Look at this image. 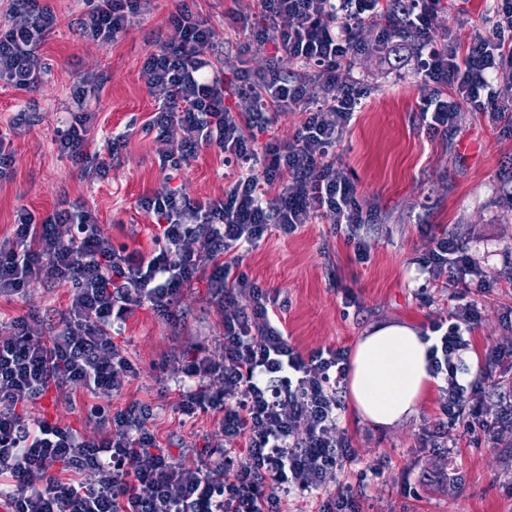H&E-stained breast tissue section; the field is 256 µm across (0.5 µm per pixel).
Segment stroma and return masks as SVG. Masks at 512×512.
<instances>
[{"label":"stroma","instance_id":"1","mask_svg":"<svg viewBox=\"0 0 512 512\" xmlns=\"http://www.w3.org/2000/svg\"><path fill=\"white\" fill-rule=\"evenodd\" d=\"M58 25L42 48L50 70L40 87L21 92L0 81V130L19 112L36 113L34 124L11 137L14 172L0 181V239L11 236L15 213L24 206L35 214L51 213L59 198L81 202L96 212L102 230L120 242L146 241L154 219L137 208V200L158 187L164 177L159 154L164 145L154 134L135 129L118 157H109L107 142L122 132L130 119L145 121L154 110L140 71L170 31L168 17L174 0H155L150 16L133 25L115 43L102 46L80 37L74 21L84 11L82 0H50ZM498 0H453L432 27L435 40H468L491 27ZM365 48L352 62L364 93L362 107L336 145V158L357 178L359 199L372 215L370 254L355 260L343 234L313 221L296 233L271 236L250 251L242 271L265 289L279 293L286 307L280 320L290 342L301 351L354 348L372 326L407 322L428 328L431 318L447 315L453 303L446 289L433 290L432 307L415 296L420 284L416 262L424 254L427 225L448 226L465 241L482 267L498 273L501 282L486 290H471L481 319L472 337L477 351L512 341V202L500 191V181L512 177V122H490L484 113L463 108L458 128L429 134L418 108L421 88L412 66L395 79L386 47L377 32L365 25ZM93 73L102 89L92 128L90 148L110 159L105 179L81 176L59 155L52 142L65 117L70 93L79 77ZM172 187L193 198L217 197L226 185L224 161L215 151H199ZM63 287L32 285L21 297H0V320L32 314L44 323H57L66 310ZM187 312L179 326L147 308L128 319L119 341L140 368L113 407L143 402L157 407L155 420L161 442L175 463L192 467L214 428L202 415L180 421L172 407L176 391H162L154 363L192 343L223 335L224 324L208 302L204 286L194 285L182 301ZM74 404L47 392L28 405L30 418H48L88 431L82 403L87 395L76 390ZM440 416L434 396H427L412 417L397 426L377 428L341 414V426L357 455L354 463L336 470L324 495L356 486L357 473L379 466L361 500L363 512H512V447L459 442L452 463V484L436 482L444 453L421 448V439L435 430Z\"/></svg>","mask_w":512,"mask_h":512}]
</instances>
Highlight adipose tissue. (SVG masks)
<instances>
[{
	"label": "adipose tissue",
	"mask_w": 512,
	"mask_h": 512,
	"mask_svg": "<svg viewBox=\"0 0 512 512\" xmlns=\"http://www.w3.org/2000/svg\"><path fill=\"white\" fill-rule=\"evenodd\" d=\"M431 346L414 326L386 323L372 328L349 359L347 391L356 417L390 427L415 414L437 385L429 372Z\"/></svg>",
	"instance_id": "ef3b65f1"
}]
</instances>
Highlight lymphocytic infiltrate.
I'll return each mask as SVG.
<instances>
[{
  "instance_id": "lymphocytic-infiltrate-1",
  "label": "lymphocytic infiltrate",
  "mask_w": 512,
  "mask_h": 512,
  "mask_svg": "<svg viewBox=\"0 0 512 512\" xmlns=\"http://www.w3.org/2000/svg\"><path fill=\"white\" fill-rule=\"evenodd\" d=\"M83 3L78 33L107 46L149 16L153 0ZM396 5L410 31L427 132L457 127L462 100L500 121L512 102V0H500L488 33L462 44L431 36L448 0H258L255 12L227 15L248 46L273 44L259 71L219 49L209 20L178 0L168 17L173 38L141 71L155 102L143 127L166 146L162 170H180L205 148L236 165L238 177L214 198L193 199L165 183L140 197L138 207L157 224L150 243L135 248L104 234L95 211L82 204L60 201L43 217L17 209L12 235L0 240V296L42 283L68 288L69 304L49 333L32 315L0 325V480L10 487L11 512H282L288 499L310 498L352 459L339 426L346 349L306 353L293 346L272 317L277 294L239 267L272 233L287 236L316 219L343 233L358 260L367 259L368 218L335 148L362 105L345 72L364 48L360 30L366 21L380 22L377 39L389 44L386 19ZM57 21L45 0H9L0 24L1 81L26 92L41 85L48 70L42 47ZM292 64L300 67L293 76ZM228 69L239 81L232 110L224 106ZM443 86L453 87L455 98H442ZM98 92L95 79L83 75L54 142L82 175L102 179L110 166L89 150L95 115L87 110ZM294 111L304 119L292 140L258 143L257 132ZM418 270L423 305H432L434 288L452 289L455 302L447 317L430 322L429 364L443 380L436 403L444 420L422 447L480 432L511 448L512 386H502L493 371L512 355V342L486 350L479 376L460 380L480 319L464 290L496 287L497 275L441 225L429 229ZM197 281L206 283L224 334L214 346L194 344L160 366L163 385L178 392L175 413L188 420L209 414L217 422L206 456L186 469L163 448L150 405L115 409L110 399L137 374L114 341L129 314L145 306L180 323L184 290ZM77 387L91 397L84 405L91 433L21 412L47 390L68 400Z\"/></svg>"
}]
</instances>
